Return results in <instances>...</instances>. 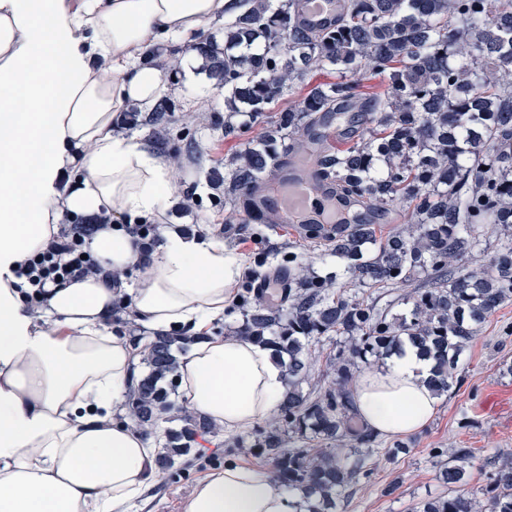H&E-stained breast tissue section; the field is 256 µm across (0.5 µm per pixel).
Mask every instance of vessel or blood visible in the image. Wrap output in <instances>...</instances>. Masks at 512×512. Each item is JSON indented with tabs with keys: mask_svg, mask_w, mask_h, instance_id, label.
Segmentation results:
<instances>
[{
	"mask_svg": "<svg viewBox=\"0 0 512 512\" xmlns=\"http://www.w3.org/2000/svg\"><path fill=\"white\" fill-rule=\"evenodd\" d=\"M345 5L346 0H296L295 13L305 27L318 28L335 22ZM346 133L338 113L309 129L300 149L283 150L277 157L272 181L245 189L246 211L290 225L300 237L327 230L341 235L353 224L396 223L395 213L370 210L366 201L340 195L335 182L323 177L324 158Z\"/></svg>",
	"mask_w": 512,
	"mask_h": 512,
	"instance_id": "1",
	"label": "vessel or blood"
}]
</instances>
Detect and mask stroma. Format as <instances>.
<instances>
[{
    "mask_svg": "<svg viewBox=\"0 0 512 512\" xmlns=\"http://www.w3.org/2000/svg\"><path fill=\"white\" fill-rule=\"evenodd\" d=\"M207 40L223 43V20L212 21L184 40L180 67H170L167 46L153 47L152 60L162 72L163 96L171 110L160 125L140 122L126 131L156 156L177 151L181 157L177 177L196 186L199 208L184 215L168 210L163 223L195 225L199 232L210 234L241 257L249 269L259 265L272 275L287 267L293 255L315 274L334 272L335 259L320 257L288 225L270 220L255 222L243 207L241 191L227 189L221 197L212 196L210 179L228 177L239 169L247 148L271 137L282 150L298 144L299 139L290 134L277 135L271 112L254 119L235 118L233 132L225 133L224 83L219 74L205 71L197 61L198 45ZM190 113L195 116L191 122L186 119ZM339 283L349 295L376 309L392 315L410 312L403 302L404 288H368L345 276ZM466 362L457 387L453 394L442 396L432 422L404 435L408 453L390 462L382 451H375L371 477L355 486L352 494L339 503L337 512H417L418 502L447 491L437 479L438 472L448 465L447 457L440 454L444 448H474L512 456V375L502 373L503 363L512 364V302L501 305L483 324L466 353ZM239 440L240 448L230 452L224 446L223 434L198 437L200 455L195 466L178 482L151 483L132 512H182L196 483L212 469L229 460L258 463L251 432L240 434Z\"/></svg>",
    "mask_w": 512,
    "mask_h": 512,
    "instance_id": "obj_1",
    "label": "stroma"
}]
</instances>
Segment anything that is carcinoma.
Returning a JSON list of instances; mask_svg holds the SVG:
<instances>
[{"mask_svg":"<svg viewBox=\"0 0 512 512\" xmlns=\"http://www.w3.org/2000/svg\"><path fill=\"white\" fill-rule=\"evenodd\" d=\"M224 17V52H204L224 76L226 112L241 104L255 115L270 112L302 74L336 72L340 80L318 84L298 107L280 110L276 129L295 130L353 100L361 70L386 76L385 92L369 103L384 114V128L328 158L325 175L348 195L408 203L417 224L380 243L374 225L356 224L343 237L322 236L314 248L370 288H392L419 270L435 275L431 287L414 289L412 319L399 324L301 265L277 273V307L246 288L253 305L237 333L287 357L277 423L255 429V453L272 463L288 492L303 493L308 512H336L346 492L372 474L378 445L377 435L353 420L349 386L359 364L409 345L435 360L431 384L441 396L458 381L462 354L487 316L512 302V235L480 272L448 267L481 245L475 225L512 223V152L502 150L512 142V0H346L339 21L318 30L298 22L294 0H230ZM272 144L246 151L237 186L274 164ZM367 244L377 252L367 255ZM331 332L345 341L327 357L330 380L305 392L311 347ZM134 342L143 344L147 372L130 392L128 419L149 435L174 407L176 353L192 339L156 332ZM180 412L188 424L165 432L156 458L161 479L191 455L198 435L216 433L208 420L185 407ZM475 474L486 478L476 492L466 489ZM439 480L451 492L422 501L418 512H512L509 457L499 464L474 448H453Z\"/></svg>","mask_w":512,"mask_h":512,"instance_id":"cac0c4a2","label":"carcinoma"}]
</instances>
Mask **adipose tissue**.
Here are the masks:
<instances>
[{"mask_svg":"<svg viewBox=\"0 0 512 512\" xmlns=\"http://www.w3.org/2000/svg\"><path fill=\"white\" fill-rule=\"evenodd\" d=\"M228 0H0V512H117L155 476L149 437L123 416L137 348L108 321L125 297L139 322L198 336L180 360L184 405L227 434L274 413L284 369L270 347L215 336L241 278L239 256L209 235L168 227L145 251L125 223L173 207L168 167L113 134L119 113L150 109L165 87L149 49L179 47ZM108 208L119 222L91 248L108 270L139 265L124 288L86 278L39 310L11 267L60 231L64 214ZM414 348L359 372L356 413L383 438L425 428L440 398ZM183 512H307L268 468L229 462L198 482Z\"/></svg>","mask_w":512,"mask_h":512,"instance_id":"obj_1","label":"adipose tissue"}]
</instances>
